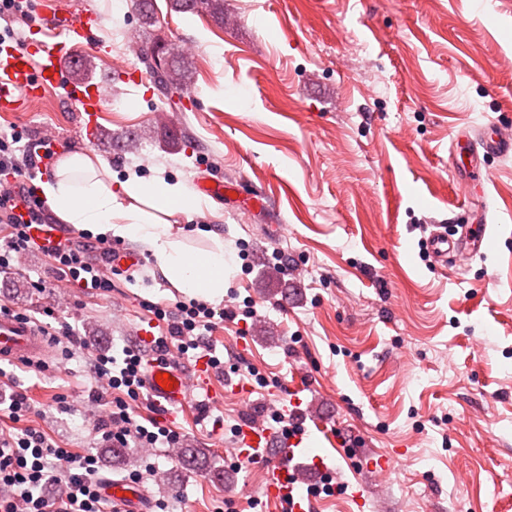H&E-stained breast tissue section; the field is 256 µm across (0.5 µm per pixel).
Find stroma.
I'll return each mask as SVG.
<instances>
[{
	"instance_id": "1",
	"label": "stroma",
	"mask_w": 512,
	"mask_h": 512,
	"mask_svg": "<svg viewBox=\"0 0 512 512\" xmlns=\"http://www.w3.org/2000/svg\"><path fill=\"white\" fill-rule=\"evenodd\" d=\"M73 6L101 21L80 50L101 84L97 139L75 137L81 114L66 85L0 112V131L53 132L120 180L132 170L234 186L169 221L194 247L210 248L208 231L223 239L237 266L220 306L257 316L216 321L204 336L224 361L211 413L194 400L135 406L137 420L204 449L203 469L165 447L113 462L97 431L104 408L90 394V352L120 354L141 328L166 333L148 304L170 310L184 298L134 240L115 241L142 264L113 276L110 297L65 287L43 302L87 349L43 373L0 365V392L27 389L35 426L97 454L101 477L140 473L149 502L168 500L170 512H278L262 495V468L237 458L235 431L269 406L291 411L295 397L338 487L313 512H512V156H486L484 180L469 186L450 162L461 130L492 121L512 137V0H224L220 23L155 0L153 26L132 0H29L22 41L40 38L48 11ZM127 31L146 46L177 43L195 73L165 122ZM481 223V253L445 265L430 254L435 225ZM24 264L35 277L48 259L35 250ZM27 276L1 272L0 300L37 309ZM397 449L395 473L371 470ZM217 470L232 481L213 480Z\"/></svg>"
}]
</instances>
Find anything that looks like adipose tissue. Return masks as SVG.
Returning a JSON list of instances; mask_svg holds the SVG:
<instances>
[{
    "label": "adipose tissue",
    "instance_id": "ef3b65f1",
    "mask_svg": "<svg viewBox=\"0 0 512 512\" xmlns=\"http://www.w3.org/2000/svg\"><path fill=\"white\" fill-rule=\"evenodd\" d=\"M41 195L59 218L100 238H132L151 253L166 280L191 297L218 302L234 271L223 246L195 250L178 237L167 215L201 211L206 201L183 182L128 174L116 181L109 164L90 151L61 160L41 185Z\"/></svg>",
    "mask_w": 512,
    "mask_h": 512
}]
</instances>
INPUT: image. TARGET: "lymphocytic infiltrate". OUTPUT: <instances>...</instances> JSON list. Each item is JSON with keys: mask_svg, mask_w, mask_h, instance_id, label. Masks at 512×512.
Here are the masks:
<instances>
[{"mask_svg": "<svg viewBox=\"0 0 512 512\" xmlns=\"http://www.w3.org/2000/svg\"><path fill=\"white\" fill-rule=\"evenodd\" d=\"M42 158L37 149L21 146L19 134H0V270H20V261L36 244L29 234L31 225L45 223L43 207L29 182ZM111 244L103 240L82 242L65 238L49 251L54 280L38 278L29 286L37 294L53 292L55 282L83 288L104 297L112 292V268L106 260ZM236 318L233 310H214L207 303L179 304L169 326L168 336L157 337L154 358L167 362L170 345L180 352L202 348L200 331L210 329L215 317ZM143 357L139 351L124 349L122 357L95 354L89 371L93 378L106 379L105 414L101 418L104 440L116 448L175 447L178 433L161 425L148 428L136 421L131 401L139 399L145 387ZM4 413L11 422L21 424L20 432L0 431V485L10 496L0 498V512H122L109 504L99 490V460L90 452H77L60 446L44 431L28 425L33 404L24 390L12 391ZM66 486L64 496L49 497L51 484Z\"/></svg>", "mask_w": 512, "mask_h": 512, "instance_id": "f902f5d3", "label": "lymphocytic infiltrate"}]
</instances>
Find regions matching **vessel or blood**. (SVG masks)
<instances>
[{
    "label": "vessel or blood",
    "instance_id": "obj_1",
    "mask_svg": "<svg viewBox=\"0 0 512 512\" xmlns=\"http://www.w3.org/2000/svg\"><path fill=\"white\" fill-rule=\"evenodd\" d=\"M52 28L56 42L37 40L17 47L5 42L0 44V112L18 111L23 103L40 99L46 90L60 85L68 74L67 60L75 49L87 44L100 28L96 12L81 10L56 19ZM78 111L88 120L79 126L78 137L94 141L98 130V116L102 110L98 87L91 82L81 85L74 99ZM470 164L464 169L468 180L482 178L479 158L483 155L505 157L512 153V140L500 136L494 124H487L467 139ZM485 226L479 225L464 237L448 235L446 230L435 231L430 238V250L434 256L443 257L449 252L464 248L480 252L485 240ZM32 239L41 247L55 246L62 237L58 225L35 224L30 228ZM48 355L43 336L31 325L9 314L0 313V361L15 363L37 362ZM168 374L171 389L160 386L157 377ZM212 376L210 365L195 367L192 373L181 371L174 363H149L145 385L160 408L186 404L199 391L205 389ZM306 414L294 409L289 417L287 432H275L261 424L248 422L242 425L237 443V454L243 459H257L265 474L263 493L270 502L285 498L293 502V512H311L312 500L298 494V483L304 480L323 482L330 479L332 468L320 456L312 455L306 446ZM104 492L112 499L124 502L129 512H144V493L130 494L129 483L104 479Z\"/></svg>",
    "mask_w": 512,
    "mask_h": 512
}]
</instances>
